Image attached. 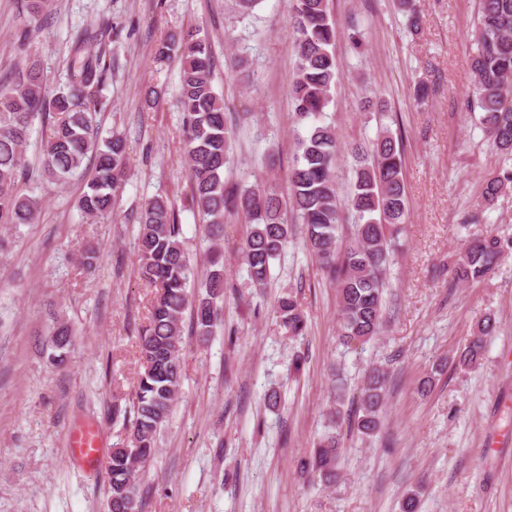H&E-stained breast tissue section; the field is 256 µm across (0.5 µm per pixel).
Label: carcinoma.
<instances>
[{
	"label": "carcinoma",
	"instance_id": "obj_1",
	"mask_svg": "<svg viewBox=\"0 0 512 512\" xmlns=\"http://www.w3.org/2000/svg\"><path fill=\"white\" fill-rule=\"evenodd\" d=\"M46 2L34 0L19 36L22 43L42 27ZM291 4L296 72L289 95L306 132L298 139L286 200L272 189L231 184L225 176L233 130L226 121L224 98L213 86L215 60L208 38L193 30L174 32L159 43L155 60L163 62L175 53L181 61L179 104L191 201L212 241H220L227 217L247 224L244 263L253 288L263 290L271 278L272 262L301 232L310 255L336 283L343 344H365L383 329L393 234L401 230L408 214L400 141L386 129L350 147L354 183L347 200L340 201L336 133L323 120L338 76L336 22L327 0H291ZM398 9L406 17L408 31L418 34L421 21L413 0H398ZM111 33L112 21L103 18L95 27L77 28L70 34L68 70L74 80L49 101L36 61L0 74V224H30L39 208L36 198L19 189L20 182L33 177L25 149L37 119L45 126L41 174L64 182L76 173L92 171L76 208L87 217L112 214L126 172L127 143L119 132L101 138L97 120L102 111L99 92L111 66L107 62ZM474 40L476 51L469 66L479 109L476 121L504 156L501 168L483 189V201L489 205L512 191V0H479ZM347 213L353 216L351 224L346 223ZM182 235L172 201L164 197L146 201L139 217L138 275L157 293L148 323L138 336L142 371L137 385L128 406L112 407V416L128 421L129 433L113 448L108 464L109 512H141L138 471L157 451V435L181 390L184 312L190 311L203 337L212 335L221 322L217 306L224 297L221 250L209 248L201 291L196 292L190 289L196 266ZM505 252L494 236L469 237L455 265L457 280H484ZM276 313L290 335H304L306 320L294 295L278 297ZM496 327L491 316L478 322L459 355V366L469 368L483 359ZM386 382L384 369H371L357 408L346 414L343 396L337 397L330 432L301 461L303 471L325 484L336 483L342 456L338 423L348 417L350 427L362 438L379 433Z\"/></svg>",
	"mask_w": 512,
	"mask_h": 512
}]
</instances>
